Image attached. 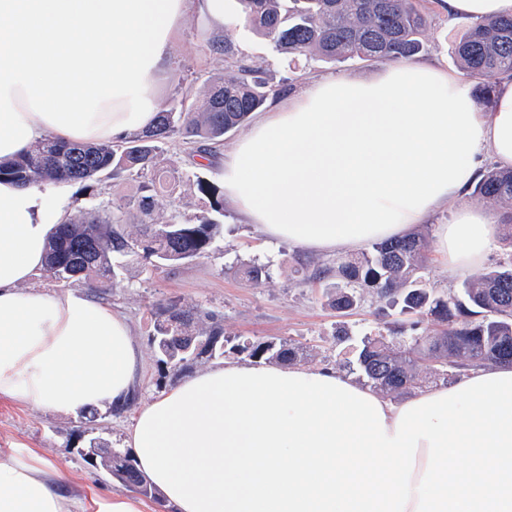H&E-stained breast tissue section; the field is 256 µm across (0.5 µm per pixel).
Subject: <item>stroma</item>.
Listing matches in <instances>:
<instances>
[{
    "label": "stroma",
    "instance_id": "stroma-1",
    "mask_svg": "<svg viewBox=\"0 0 512 512\" xmlns=\"http://www.w3.org/2000/svg\"><path fill=\"white\" fill-rule=\"evenodd\" d=\"M431 24L423 39L421 59L439 64L450 72L459 67L453 54L454 41L468 25L467 20H448L437 5L427 0ZM237 0H224V21L231 24L233 43L239 59L260 66L270 85L284 88L286 94L299 93L311 75L358 74L375 71V64L359 60L326 63L305 55H285L266 39L255 35L239 19ZM223 30L210 26L205 18L190 17L181 40L173 49V61L180 70L182 83L165 82L159 88L162 108L179 101L199 102L203 77H215L224 71V58L211 44L222 39ZM161 167L175 177V194L160 197L163 212H176L185 224H195L210 213L209 200L196 187L197 178L219 181L218 165L195 166L191 148L180 138L165 145L159 157ZM137 179H106L95 190L67 184L72 212L92 207L121 204V218L129 234L139 230L138 214L131 202L137 195ZM336 254L303 251L279 240L258 234L253 225L244 223L232 209L225 208L223 228L208 257L161 271L147 260L128 264L123 280L112 292L110 306L131 323L134 338L142 350L143 364L135 388L139 401H147L173 388L195 373L223 365L243 362L235 347L243 342L287 341L302 346L306 352L301 362L305 368L330 369L351 377L357 383L365 378L356 364V355L365 337L388 333L394 325L404 323L405 315L388 300L371 290L361 292L358 307L350 314L336 313L327 304L326 294L336 276L312 279L319 267L336 264ZM255 262L269 270V276L253 284L239 275L236 268ZM174 298L184 305L216 315L224 328L225 350L222 356L208 361L188 363L180 371L166 368L151 341L152 304ZM92 434H84V416H62L28 405L0 400V450L31 453L50 461L71 479V494L81 497L87 512H97L96 500L115 495L136 496L135 488L122 485L102 469L89 464L83 454L89 436H96L115 448H124L136 411L114 413L111 407L97 409Z\"/></svg>",
    "mask_w": 512,
    "mask_h": 512
}]
</instances>
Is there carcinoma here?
I'll return each mask as SVG.
<instances>
[{
    "instance_id": "carcinoma-1",
    "label": "carcinoma",
    "mask_w": 512,
    "mask_h": 512,
    "mask_svg": "<svg viewBox=\"0 0 512 512\" xmlns=\"http://www.w3.org/2000/svg\"><path fill=\"white\" fill-rule=\"evenodd\" d=\"M240 17L258 35L283 54L308 55L334 63L400 61L421 52L422 36L430 17L421 0H238ZM224 54V74L203 81L206 93L191 107H171L158 113L146 131L115 144L66 143L46 139L9 163L0 164V178L26 187L49 182H75L89 189L98 178L136 177L139 194L134 206L139 213L140 234L130 236L117 211L102 206L81 211L51 234L45 271L57 283H81L99 294L118 286L122 265L117 258L154 259L158 269L173 268L210 253L220 233L224 216V190L197 178V191L210 199L215 216L197 224H183L178 216L164 215L158 197L174 192L176 184L158 173L161 146L179 137L197 143L198 153H212L223 144L224 135L243 126L254 112L279 91L261 76L257 67L234 59L229 34L213 44ZM458 65L471 76L499 79L512 73V15L475 21L455 41ZM473 195L491 204L512 203V171L489 170L474 185ZM510 251L503 260L473 281L463 285V298L453 299L430 292L422 284L427 237L414 232L407 237L379 242L360 258L336 265L340 282L328 305L347 312L359 304L358 289L373 288L401 311L417 316L413 329L425 322L441 327L436 333L405 335V327L390 336L365 341L357 364L368 382L386 394H404L417 387L420 374L451 367L457 372L512 362V231L503 238ZM238 271L260 283L268 277L266 267L246 263ZM155 333L162 362L174 367L190 360L224 354V329L214 318L210 326L196 328L201 311L187 309L171 298L155 302ZM237 351L252 359H276L292 363L302 350L285 341L246 343ZM96 456L93 466L118 481L134 486L145 497L155 488L138 471L131 455L110 448L98 438L89 439Z\"/></svg>"
}]
</instances>
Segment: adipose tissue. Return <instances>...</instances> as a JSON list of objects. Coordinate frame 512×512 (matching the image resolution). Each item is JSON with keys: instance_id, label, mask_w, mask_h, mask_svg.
Masks as SVG:
<instances>
[{"instance_id": "obj_1", "label": "adipose tissue", "mask_w": 512, "mask_h": 512, "mask_svg": "<svg viewBox=\"0 0 512 512\" xmlns=\"http://www.w3.org/2000/svg\"><path fill=\"white\" fill-rule=\"evenodd\" d=\"M449 18L512 0H440ZM224 0H0V161L44 139L146 129L189 15ZM512 168V77L490 108L431 61L324 75L273 104L225 155L224 198L265 236L312 252L408 234L464 197L484 158ZM70 201L0 181V398L62 415L123 401L142 356L125 317L81 290L29 287ZM498 238L482 208L437 225L449 274ZM125 443L176 512H512V366L392 403L331 370L228 363L139 408ZM42 459L0 452V512H82Z\"/></svg>"}]
</instances>
